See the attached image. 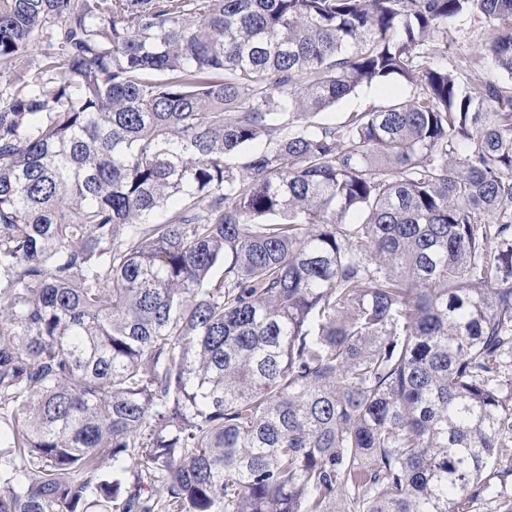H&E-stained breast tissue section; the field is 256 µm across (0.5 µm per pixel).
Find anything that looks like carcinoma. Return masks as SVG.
Wrapping results in <instances>:
<instances>
[{
    "mask_svg": "<svg viewBox=\"0 0 512 512\" xmlns=\"http://www.w3.org/2000/svg\"><path fill=\"white\" fill-rule=\"evenodd\" d=\"M466 14L512 80V0H0V512H512ZM488 32V26L472 16H462L454 22L451 29L452 43L448 48V68H457L462 87L467 85L473 74L464 67L461 69V66H464L465 58L485 42ZM412 95L410 86L396 79L383 83L360 87L356 93L339 101L333 107L324 111V119L341 121L349 112L361 111L373 104H379L388 99L405 100Z\"/></svg>",
    "mask_w": 512,
    "mask_h": 512,
    "instance_id": "cac0c4a2",
    "label": "carcinoma"
}]
</instances>
